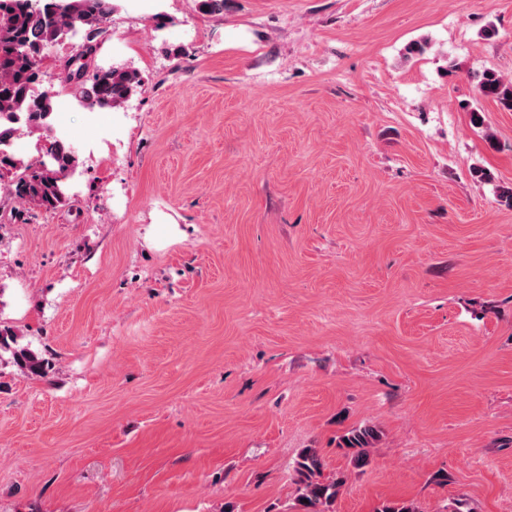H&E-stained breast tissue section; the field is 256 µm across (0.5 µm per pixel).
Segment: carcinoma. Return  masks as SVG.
<instances>
[{"mask_svg": "<svg viewBox=\"0 0 512 512\" xmlns=\"http://www.w3.org/2000/svg\"><path fill=\"white\" fill-rule=\"evenodd\" d=\"M114 10L113 0H0V168L14 170L10 187L18 200L37 208L54 209L65 201V186L79 161L75 149L54 134L52 114L57 93L44 87L40 62L45 46L71 34L81 36L87 53L107 31ZM62 83L74 86L83 100L109 109L121 105L140 84L137 70L125 66L96 69L90 73L67 72ZM478 93L512 111V81L494 70L478 76ZM36 135L44 141L35 160L9 152L21 135ZM15 344V363L26 374L40 375L45 360L17 344L16 334L0 327V347ZM379 440L376 428L364 425L341 436L339 448L352 456L357 466L368 462V449ZM322 457L315 448H305L294 462L297 476V512H334L342 479H321Z\"/></svg>", "mask_w": 512, "mask_h": 512, "instance_id": "cac0c4a2", "label": "carcinoma"}]
</instances>
